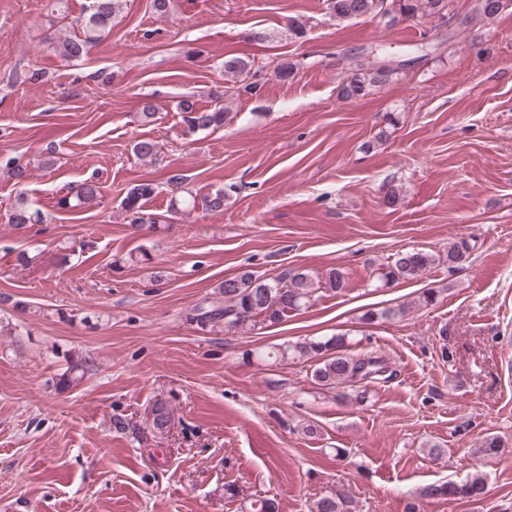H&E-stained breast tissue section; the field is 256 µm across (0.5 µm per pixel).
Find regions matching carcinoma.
I'll use <instances>...</instances> for the list:
<instances>
[{"label":"carcinoma","instance_id":"1","mask_svg":"<svg viewBox=\"0 0 512 512\" xmlns=\"http://www.w3.org/2000/svg\"><path fill=\"white\" fill-rule=\"evenodd\" d=\"M512 0H473L471 14L490 20L496 17ZM328 13L338 20H355L364 16L373 18L380 14V0H325ZM121 0H89L83 14L72 19L69 26L73 35L55 42V51L66 61L77 60L88 49L99 42L112 18L119 12ZM450 0H394L396 16L386 19L393 28L413 18H434L448 11ZM393 56L373 46L370 52L350 57L349 68L339 84V95L343 99L357 100L366 97L377 87L391 83L400 69L388 64ZM252 61L239 56L224 60V75L237 78L248 73ZM182 122L187 135L214 130L224 126L225 112L222 108L203 111L190 100L181 103ZM133 151L141 159L155 160L161 146L151 139L135 142ZM157 190L151 181H143L130 188L122 200L125 211L131 215V224H151L152 218L145 217L143 205ZM71 192L77 205L94 202L100 196L97 182L87 179L75 185ZM226 193L218 188L202 199L203 206L210 211L224 210ZM11 223L23 227L27 224L42 223L41 213L30 207L24 199H17L11 214ZM433 264L431 255L418 250L397 252L386 258L381 271L384 283L410 280L424 273ZM346 287V274L340 267L332 268L325 278L317 281L300 268H285L274 278L257 276L243 271L225 279L219 286L224 302L199 305L194 308L192 320L202 327L224 325L227 330H250L258 323L276 324L288 313L297 311L315 301L319 293L340 294ZM406 312V308H388L381 312L366 311L362 323L370 325L379 319H394ZM345 337L331 336L326 339H308L302 342L286 343L277 350L267 352V357L285 361L304 360L313 363L312 379L323 389L337 391L342 400H361L367 393V384L385 382L388 367L385 361L371 354L350 355L343 351ZM68 366L60 375L58 385L65 388L81 382L85 375L94 371L91 358L74 356L67 360ZM170 412L163 402L152 410V427L157 432L167 429ZM486 478L480 472L471 474L458 483L446 481L422 487L416 501L408 506V512H419V503L424 500L448 499L476 501L485 492ZM311 512H360L358 504L345 488L317 499Z\"/></svg>","mask_w":512,"mask_h":512}]
</instances>
